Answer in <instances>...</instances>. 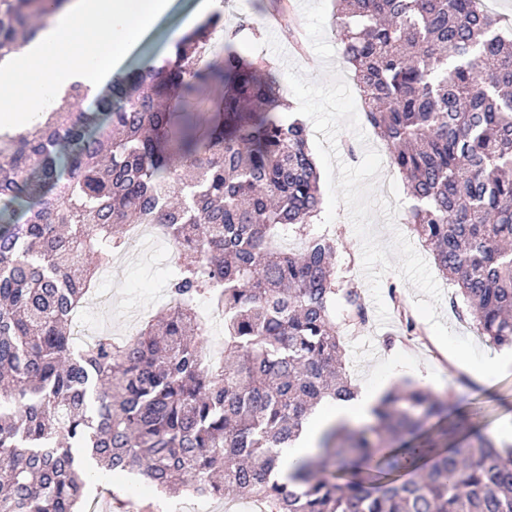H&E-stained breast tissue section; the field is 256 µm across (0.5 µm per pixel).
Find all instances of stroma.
<instances>
[{"label": "stroma", "mask_w": 512, "mask_h": 512, "mask_svg": "<svg viewBox=\"0 0 512 512\" xmlns=\"http://www.w3.org/2000/svg\"><path fill=\"white\" fill-rule=\"evenodd\" d=\"M269 0H216V8L224 15L225 28H232L241 20L260 24L258 35L243 33L236 41L237 50L244 56L265 62L275 77L283 99H292L286 70L295 66L309 80L325 81L328 69H335L342 75H349L340 52L341 44L336 34L334 13L336 0H327L328 16L325 24V38L332 46L334 55L330 63H323L314 50L297 52L293 37L281 26L266 27L262 20L269 11ZM365 140L348 130L341 131L337 138L340 160L350 166L358 165L367 149L379 151L383 160L382 170L376 181V198L389 201L396 210L394 222H387L382 214H375L372 225L379 241L390 244L394 232L410 234L405 222V213L410 205L404 181L388 160L385 150L370 125H363ZM335 231L337 249L336 266L341 276L352 279L361 289L369 284L362 270V245L350 221L346 206H339L335 219L329 225ZM170 255L168 249L152 250L148 257H141L139 245L125 248L123 255L112 260V280L107 287L108 301L88 300L82 309V316L91 318L94 329L117 333L124 320L132 312L146 310L149 314L165 311L167 308L166 281L168 273L165 263ZM442 299L437 308L439 319L455 333L470 338L484 353L500 355V347L489 346L479 335L472 321L459 320L449 305L453 293L451 284L445 278H438ZM394 337L392 347H385L386 337ZM346 370L352 382L379 390L406 380H412L436 393L457 388L460 371L442 357L434 342L430 325H423L418 336H406L401 331L396 317H389L387 323L371 319L362 328L349 330L344 335ZM468 419L458 429V436L471 432H497L504 419H512V374L498 378L492 384L472 385L462 403ZM135 480L107 476L87 485L88 498L107 501L110 512H144L147 502L158 501L156 490L136 495Z\"/></svg>", "instance_id": "obj_1"}]
</instances>
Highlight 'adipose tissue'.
I'll use <instances>...</instances> for the list:
<instances>
[{
    "label": "adipose tissue",
    "instance_id": "ef3b65f1",
    "mask_svg": "<svg viewBox=\"0 0 512 512\" xmlns=\"http://www.w3.org/2000/svg\"><path fill=\"white\" fill-rule=\"evenodd\" d=\"M212 9L213 0H64L39 37L0 71V127L32 128L41 121L47 98L77 83L92 96H108L115 80L152 62L161 42L180 39ZM77 31L88 33V40L70 42ZM376 400V393L364 388L351 400L316 408L299 439L280 449V474L313 454L329 426L371 420Z\"/></svg>",
    "mask_w": 512,
    "mask_h": 512
}]
</instances>
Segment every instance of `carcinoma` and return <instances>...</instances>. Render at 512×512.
Wrapping results in <instances>:
<instances>
[{"label":"carcinoma","mask_w":512,"mask_h":512,"mask_svg":"<svg viewBox=\"0 0 512 512\" xmlns=\"http://www.w3.org/2000/svg\"><path fill=\"white\" fill-rule=\"evenodd\" d=\"M64 0H0V62ZM338 36L367 122L411 205L406 223L456 288L453 306L512 346V37L483 0H338ZM210 17L172 58L130 72L93 112L68 101L0 149V512H80L87 475L138 473L157 492L230 493L269 512H512V444L412 445L465 399L412 381L374 421L333 427L277 479L311 409L349 399L341 336L365 326L342 284L307 129L270 74L231 45L200 66ZM224 86L213 120L163 106ZM157 224L177 255L164 319L121 344H79L74 312ZM305 239L298 253L275 246ZM406 335L418 333L397 286ZM224 308V361L201 366L198 300Z\"/></svg>","instance_id":"cac0c4a2"}]
</instances>
